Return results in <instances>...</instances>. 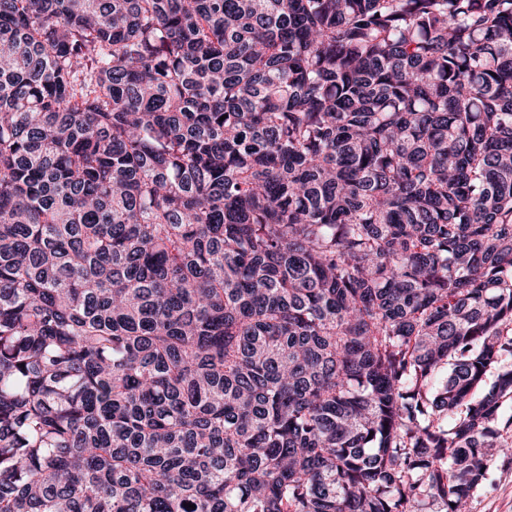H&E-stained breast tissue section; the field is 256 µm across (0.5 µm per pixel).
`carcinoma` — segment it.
I'll return each instance as SVG.
<instances>
[{"label": "carcinoma", "mask_w": 512, "mask_h": 512, "mask_svg": "<svg viewBox=\"0 0 512 512\" xmlns=\"http://www.w3.org/2000/svg\"><path fill=\"white\" fill-rule=\"evenodd\" d=\"M511 330L512 0H0V512H466Z\"/></svg>", "instance_id": "carcinoma-1"}]
</instances>
